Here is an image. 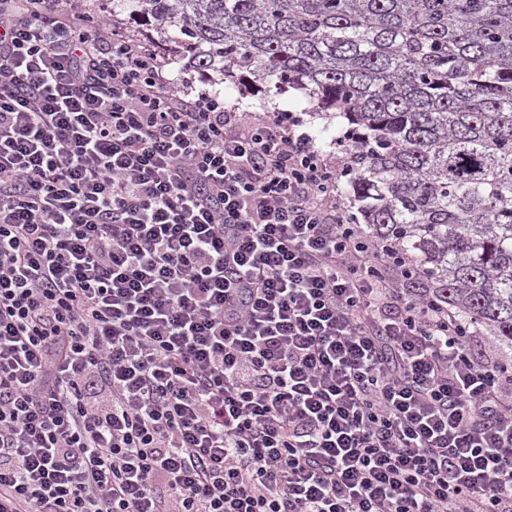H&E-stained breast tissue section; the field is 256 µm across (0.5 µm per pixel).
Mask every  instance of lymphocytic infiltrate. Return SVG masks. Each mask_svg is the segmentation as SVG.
<instances>
[{
    "instance_id": "f902f5d3",
    "label": "lymphocytic infiltrate",
    "mask_w": 512,
    "mask_h": 512,
    "mask_svg": "<svg viewBox=\"0 0 512 512\" xmlns=\"http://www.w3.org/2000/svg\"><path fill=\"white\" fill-rule=\"evenodd\" d=\"M0 0V512H512V366L299 120Z\"/></svg>"
}]
</instances>
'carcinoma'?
<instances>
[{
    "mask_svg": "<svg viewBox=\"0 0 512 512\" xmlns=\"http://www.w3.org/2000/svg\"><path fill=\"white\" fill-rule=\"evenodd\" d=\"M193 67L306 91L362 231L512 349V0H110Z\"/></svg>",
    "mask_w": 512,
    "mask_h": 512,
    "instance_id": "cac0c4a2",
    "label": "carcinoma"
}]
</instances>
